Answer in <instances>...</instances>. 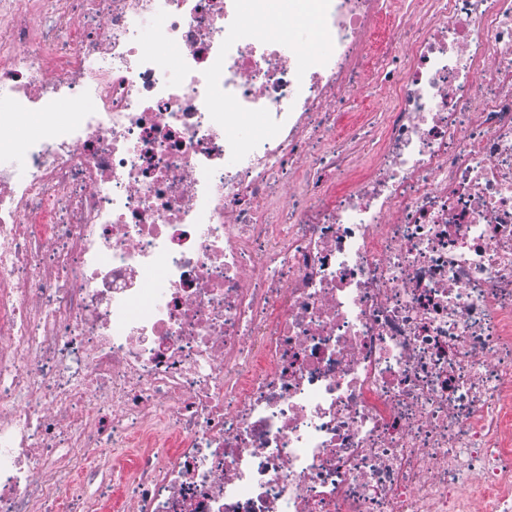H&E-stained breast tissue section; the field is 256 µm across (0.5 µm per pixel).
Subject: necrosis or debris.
Wrapping results in <instances>:
<instances>
[{"mask_svg": "<svg viewBox=\"0 0 512 512\" xmlns=\"http://www.w3.org/2000/svg\"><path fill=\"white\" fill-rule=\"evenodd\" d=\"M404 7L0 0V512H512V0ZM352 100H354L352 105L355 106V109L368 114L372 121L377 119L378 113L385 108V101L380 96L378 89L366 76L358 79ZM41 123L38 112H23L20 114L13 137L2 143V147L16 149L24 142L27 131Z\"/></svg>", "mask_w": 512, "mask_h": 512, "instance_id": "necrosis-or-debris-1", "label": "necrosis or debris"}]
</instances>
